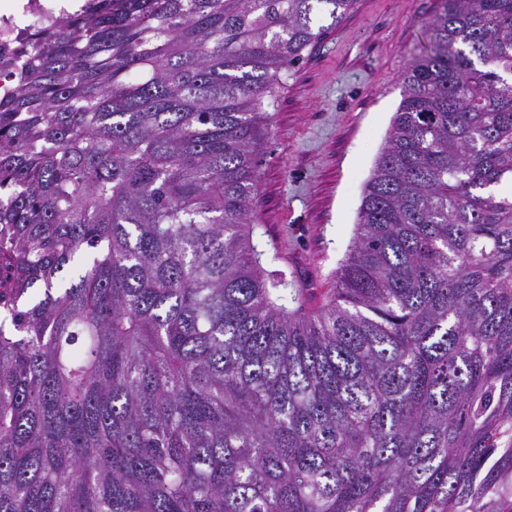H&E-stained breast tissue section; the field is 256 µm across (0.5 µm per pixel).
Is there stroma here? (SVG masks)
<instances>
[{
    "instance_id": "35a3bbf8",
    "label": "stroma",
    "mask_w": 512,
    "mask_h": 512,
    "mask_svg": "<svg viewBox=\"0 0 512 512\" xmlns=\"http://www.w3.org/2000/svg\"><path fill=\"white\" fill-rule=\"evenodd\" d=\"M437 0H358L273 90L261 142L253 236L314 299L336 285L364 187L429 40Z\"/></svg>"
}]
</instances>
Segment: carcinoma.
Segmentation results:
<instances>
[{
  "mask_svg": "<svg viewBox=\"0 0 512 512\" xmlns=\"http://www.w3.org/2000/svg\"><path fill=\"white\" fill-rule=\"evenodd\" d=\"M356 2L86 0L33 36L0 512H512V0H438L324 301L253 244L267 97Z\"/></svg>",
  "mask_w": 512,
  "mask_h": 512,
  "instance_id": "obj_1",
  "label": "carcinoma"
}]
</instances>
